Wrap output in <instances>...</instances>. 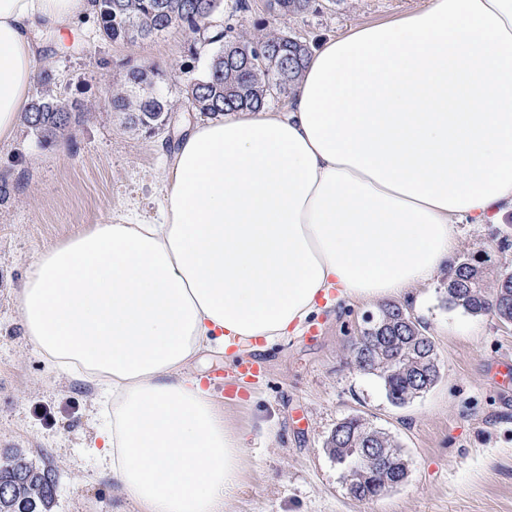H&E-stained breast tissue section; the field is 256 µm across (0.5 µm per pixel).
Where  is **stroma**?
<instances>
[{
	"instance_id": "1",
	"label": "stroma",
	"mask_w": 512,
	"mask_h": 512,
	"mask_svg": "<svg viewBox=\"0 0 512 512\" xmlns=\"http://www.w3.org/2000/svg\"><path fill=\"white\" fill-rule=\"evenodd\" d=\"M428 0H318L315 11L269 17L266 0L248 12L223 0L215 29L258 32L260 19L319 46L347 28L398 20ZM81 28L58 44L39 40L37 69L55 76L54 96L83 105L72 134L40 146L26 124L0 142V454L21 451L49 465L57 480L53 512H136L83 447L98 419L92 384L49 368L22 334L16 295L49 246L107 222H150L164 204V175L173 147L166 131L130 124L100 103L104 87H119L129 66L172 73L161 92L172 111L185 109V89L200 78L215 47L176 27L134 41L103 43L87 58L80 42L97 37ZM457 256L485 257L512 271V213L502 222L457 226ZM439 274L397 304L435 345L440 378L403 406L386 397L381 380L356 368L351 344L379 303L356 301L324 310L308 332L257 353L259 377L238 381L224 398L226 418L246 440L242 483L227 512H512V383L496 374L512 358V324L469 315L445 303ZM359 416L399 446L408 477L371 501L355 500L325 443L336 424ZM277 432L266 441L263 426Z\"/></svg>"
}]
</instances>
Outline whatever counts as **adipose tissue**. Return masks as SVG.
I'll return each mask as SVG.
<instances>
[{"label":"adipose tissue","mask_w":512,"mask_h":512,"mask_svg":"<svg viewBox=\"0 0 512 512\" xmlns=\"http://www.w3.org/2000/svg\"><path fill=\"white\" fill-rule=\"evenodd\" d=\"M93 0H0V141L36 78L37 34ZM512 211V0H431L308 58L287 112L180 137L154 224L51 247L17 297L54 368L112 401L100 466L137 512H225L245 437L185 369L204 349L300 334L317 299L401 296L446 270L456 223Z\"/></svg>","instance_id":"1"}]
</instances>
